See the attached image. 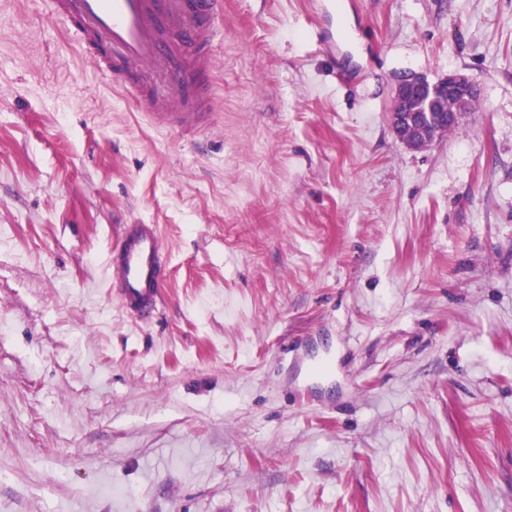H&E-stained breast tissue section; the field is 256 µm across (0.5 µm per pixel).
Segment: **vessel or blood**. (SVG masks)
<instances>
[{
    "label": "vessel or blood",
    "instance_id": "obj_1",
    "mask_svg": "<svg viewBox=\"0 0 512 512\" xmlns=\"http://www.w3.org/2000/svg\"><path fill=\"white\" fill-rule=\"evenodd\" d=\"M71 38L91 56L114 88L187 141L212 128L211 46L224 17V0H48ZM159 225H122L110 251L106 284L123 310L142 322L158 317L168 279Z\"/></svg>",
    "mask_w": 512,
    "mask_h": 512
}]
</instances>
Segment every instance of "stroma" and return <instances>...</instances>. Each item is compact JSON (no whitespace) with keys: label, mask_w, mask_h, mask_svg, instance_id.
Returning a JSON list of instances; mask_svg holds the SVG:
<instances>
[{"label":"stroma","mask_w":512,"mask_h":512,"mask_svg":"<svg viewBox=\"0 0 512 512\" xmlns=\"http://www.w3.org/2000/svg\"><path fill=\"white\" fill-rule=\"evenodd\" d=\"M215 54L188 144L0 0V512H512V0H224ZM405 69L480 84L418 151ZM168 277L160 226L122 224L106 268L107 288L117 292L122 309L140 322L157 318L162 307L160 288Z\"/></svg>","instance_id":"35a3bbf8"}]
</instances>
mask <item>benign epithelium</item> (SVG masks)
<instances>
[{"label":"benign epithelium","instance_id":"7a95c632","mask_svg":"<svg viewBox=\"0 0 512 512\" xmlns=\"http://www.w3.org/2000/svg\"><path fill=\"white\" fill-rule=\"evenodd\" d=\"M393 97L399 99H416L429 103L443 97H453L459 102L454 112H393L391 113L392 129L397 138L408 147L413 144L404 137L406 125L417 123L424 132L438 138V130L448 124H458L467 113L468 101L478 95L474 80L460 73H450L434 82L427 77L403 71L394 77Z\"/></svg>","mask_w":512,"mask_h":512}]
</instances>
